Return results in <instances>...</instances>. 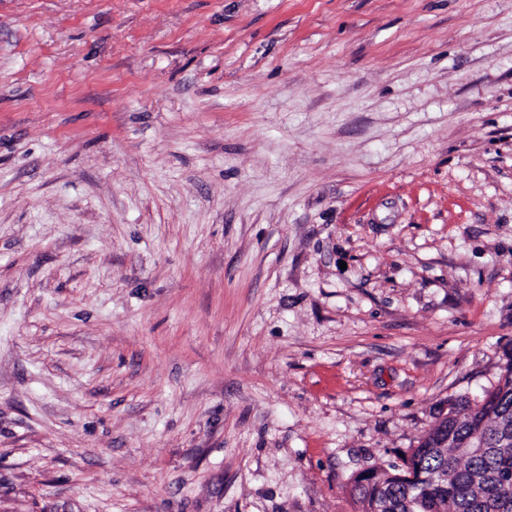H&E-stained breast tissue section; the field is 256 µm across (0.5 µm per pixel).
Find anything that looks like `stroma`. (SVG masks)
<instances>
[{
    "label": "stroma",
    "instance_id": "35a3bbf8",
    "mask_svg": "<svg viewBox=\"0 0 512 512\" xmlns=\"http://www.w3.org/2000/svg\"><path fill=\"white\" fill-rule=\"evenodd\" d=\"M512 348V0H0V512H356Z\"/></svg>",
    "mask_w": 512,
    "mask_h": 512
}]
</instances>
